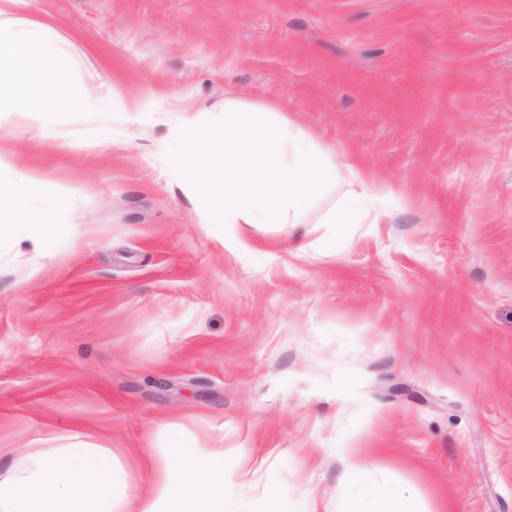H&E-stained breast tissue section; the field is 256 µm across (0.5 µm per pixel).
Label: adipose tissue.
Returning a JSON list of instances; mask_svg holds the SVG:
<instances>
[{
    "label": "adipose tissue",
    "mask_w": 512,
    "mask_h": 512,
    "mask_svg": "<svg viewBox=\"0 0 512 512\" xmlns=\"http://www.w3.org/2000/svg\"><path fill=\"white\" fill-rule=\"evenodd\" d=\"M69 60L41 27L0 26V92L23 108L77 105L63 83ZM30 183L22 174L0 177V240L24 230L35 250L71 238L62 223L64 200L43 210L28 205ZM24 470L0 472V512H224V452L201 448L179 434L169 436L165 454L149 480L116 467L111 448L68 444L54 448L30 442Z\"/></svg>",
    "instance_id": "obj_1"
}]
</instances>
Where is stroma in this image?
Masks as SVG:
<instances>
[{
  "mask_svg": "<svg viewBox=\"0 0 512 512\" xmlns=\"http://www.w3.org/2000/svg\"><path fill=\"white\" fill-rule=\"evenodd\" d=\"M0 20L43 27L95 101L0 96V164L77 227L49 256L0 242L1 446L102 445L146 480L175 429L246 459L224 512H512V0H0ZM267 101L349 169L306 223H202L171 128ZM356 169L404 201L322 223ZM371 512H421L414 502L405 496L382 495Z\"/></svg>",
  "mask_w": 512,
  "mask_h": 512,
  "instance_id": "1",
  "label": "stroma"
}]
</instances>
